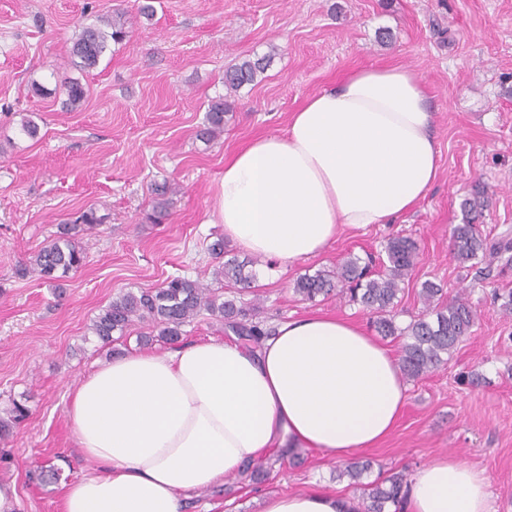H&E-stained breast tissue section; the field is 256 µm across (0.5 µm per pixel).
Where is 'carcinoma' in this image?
Returning <instances> with one entry per match:
<instances>
[{
    "instance_id": "1",
    "label": "carcinoma",
    "mask_w": 512,
    "mask_h": 512,
    "mask_svg": "<svg viewBox=\"0 0 512 512\" xmlns=\"http://www.w3.org/2000/svg\"><path fill=\"white\" fill-rule=\"evenodd\" d=\"M134 26L133 18L122 12L112 16L101 25L81 24L71 37L70 56L73 65L82 71L98 66L101 58L113 44H121L130 38ZM271 55L245 59L224 72V88L235 93L241 87L255 82L269 66ZM61 92L66 104L72 108L84 101L87 89L81 81L65 78L61 81ZM228 107L226 99L219 98L208 106L206 127L202 136L212 138L224 130V112ZM490 205V197L483 188L475 187L461 202L463 223L451 230V251L455 261L477 266L488 257H499L512 250V239L508 236L489 243L483 236L477 220ZM105 217L93 209L84 211L75 223L64 224L50 243L22 262L17 274L26 277L36 274L39 278L57 283L69 277L86 264V249L80 245L77 236L82 224L104 223ZM209 251L218 265L213 277L240 290L250 288L254 274L245 271V265L236 259H224V239L219 238L209 245ZM386 259L381 261L382 271L368 275L360 268L359 258L349 257L329 270L313 275H303L295 281L294 293L305 300L315 301L333 293L346 295L352 303L368 311L372 323L380 335L399 340L398 363L403 378L416 381L428 373L445 366L458 345L471 333L477 321L473 307L463 299L435 311V319L422 314L401 327L396 323V309L399 304L401 284L413 273L418 257L416 242L409 237H394L385 246ZM259 306L237 305L235 300L224 299L218 290L210 288L199 280L174 277L160 288L141 289L137 292L119 293L91 320L90 332L103 345H110L130 334L131 327L145 323L156 334L140 335L137 342L149 346L154 337L176 343L184 335L183 327L191 324L206 312L253 347L270 333L257 320ZM27 414L25 405L12 402L9 417L0 418V436H9L12 429ZM369 464L353 462L348 464L339 476H346L350 484L358 486ZM407 495V479L401 473H394L380 482L370 485L362 495L357 512H388V507L400 509Z\"/></svg>"
}]
</instances>
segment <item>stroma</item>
Masks as SVG:
<instances>
[{"instance_id":"obj_1","label":"stroma","mask_w":512,"mask_h":512,"mask_svg":"<svg viewBox=\"0 0 512 512\" xmlns=\"http://www.w3.org/2000/svg\"><path fill=\"white\" fill-rule=\"evenodd\" d=\"M146 3L155 13L139 17L125 45L90 73L70 66L77 24L137 15ZM264 54L272 62L260 82L227 97L223 132L200 138L209 104L226 97L225 70ZM368 65L412 68L429 88L440 172L427 197L394 223L342 232L323 254L290 266L247 258L229 241L224 256L255 273L240 301H258L267 324L326 314L367 327L361 305L336 295L301 300L296 279L378 254L388 238H412L418 260L397 323L422 313L427 281L440 285L444 301L467 298L478 319L446 366L409 382L388 438L349 458L370 461L362 477L369 483L413 475L450 454L483 470L493 512H512V316L498 302L512 291V262L480 272L450 254L451 229L474 185L491 197L483 235L512 228V0H0V412L13 399L29 408L0 439V481L15 484L18 512H59L65 485L92 467L67 425L69 398L110 355L138 348L132 336L106 348L90 335L99 309L118 293L177 276L211 283L207 247L224 234L225 160L283 131L309 95ZM65 77L87 86L71 111L54 91ZM24 116L38 125L36 138L20 133ZM163 181L179 191L168 220L152 224L150 186ZM89 208L106 222L82 232V269L58 288L16 275L20 261ZM49 464L59 479L37 481ZM338 466L300 448L262 482L240 475L193 495L186 512H261L267 495L314 486L360 499Z\"/></svg>"}]
</instances>
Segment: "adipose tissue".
<instances>
[{
  "label": "adipose tissue",
  "mask_w": 512,
  "mask_h": 512,
  "mask_svg": "<svg viewBox=\"0 0 512 512\" xmlns=\"http://www.w3.org/2000/svg\"><path fill=\"white\" fill-rule=\"evenodd\" d=\"M433 108L420 76L369 66L307 97L283 133L224 164L219 218L243 252L282 265L321 254L344 230L389 224L439 171ZM408 386L390 348L349 319L277 325L259 349L212 338L112 358L82 377L66 410L94 464L61 512H181L182 501L270 451L340 459L394 430ZM487 478L450 455L414 473L403 512H491ZM313 487L273 494L263 512H355Z\"/></svg>",
  "instance_id": "obj_1"
}]
</instances>
